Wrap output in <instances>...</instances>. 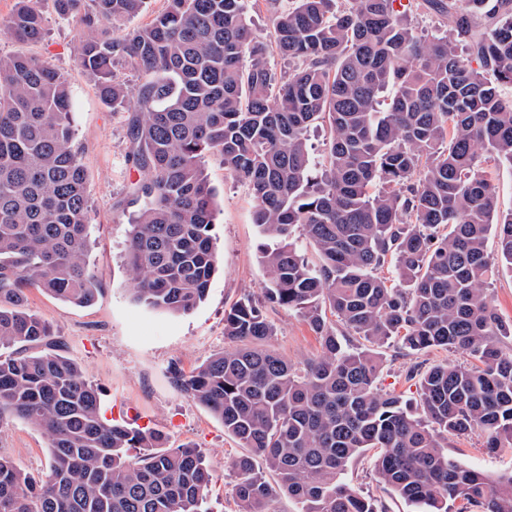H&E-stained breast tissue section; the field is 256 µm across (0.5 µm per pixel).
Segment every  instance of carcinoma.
I'll use <instances>...</instances> for the list:
<instances>
[{
	"mask_svg": "<svg viewBox=\"0 0 512 512\" xmlns=\"http://www.w3.org/2000/svg\"><path fill=\"white\" fill-rule=\"evenodd\" d=\"M40 2L18 0L0 35L42 41ZM166 2L111 38L105 28L145 0H53L80 17L75 66L112 111L131 113L134 300L185 314L205 299L218 262L208 154L248 187L269 241L264 300L246 296L224 313L233 347L188 374L169 369L247 449L233 461L238 512H273L276 488L301 512H378L344 481L365 452L418 512H512V473L467 467L444 446L479 431L491 452L512 447V356L500 347L512 325L487 295L495 273L512 274V211H498L480 167L484 155L512 166V96L500 91L512 86V0H426L448 20L439 38L418 35L395 0H350L334 16L332 0H292L274 9L265 40L244 0ZM272 50L292 62L288 73L270 67ZM117 65L137 75L134 102ZM316 123L331 132L318 169L307 143ZM89 213L68 78L0 53V422L18 417L50 440L38 476L0 456V512H210L211 470L195 446L167 448L158 430L106 421L78 364L35 351L57 344L27 307L30 289L78 306L96 298ZM388 262L395 283L382 275ZM268 306L298 313L320 354L299 366L266 347ZM338 321L370 348L344 343ZM392 340L412 353L459 350L471 363L421 371L415 412L377 387L373 347Z\"/></svg>",
	"mask_w": 512,
	"mask_h": 512,
	"instance_id": "carcinoma-1",
	"label": "carcinoma"
}]
</instances>
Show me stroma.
Returning <instances> with one entry per match:
<instances>
[{"mask_svg": "<svg viewBox=\"0 0 512 512\" xmlns=\"http://www.w3.org/2000/svg\"><path fill=\"white\" fill-rule=\"evenodd\" d=\"M40 7L46 19L44 40L29 45L0 38V53L40 58L69 80L73 125L91 204L90 266L99 291L92 306L79 307L33 289L28 307L50 325L63 344V355L80 365L86 378L102 390L107 418L161 430L172 448L187 442L196 445L213 469L209 491L213 512H238L232 462L241 453L239 445L225 434L219 420L176 385L168 368L175 364L188 373L211 354L228 349L225 311L243 297H260L265 275L260 263L262 239L253 222L254 203L246 186L225 171L219 156H206L205 168L218 204L213 234L219 257L206 298L186 315L155 311L133 301L123 260L132 215L126 197L130 182L138 177L127 161L128 115L105 105L92 78L75 68L79 18H59L52 0H41ZM266 313L275 327L268 347L295 363L317 355L318 342L296 312L275 306ZM378 353L383 360L379 388L399 394L413 408L419 403V387L417 380L407 376L411 367L468 361L456 350L412 355L394 342L379 347ZM448 453L485 472H512V448L487 453L476 432L450 437ZM0 456L25 472L39 474L48 464L49 438L27 422L5 419L0 424ZM344 479L357 493L373 499L379 512H411L404 499L378 481L370 456L350 462Z\"/></svg>", "mask_w": 512, "mask_h": 512, "instance_id": "stroma-1", "label": "stroma"}]
</instances>
